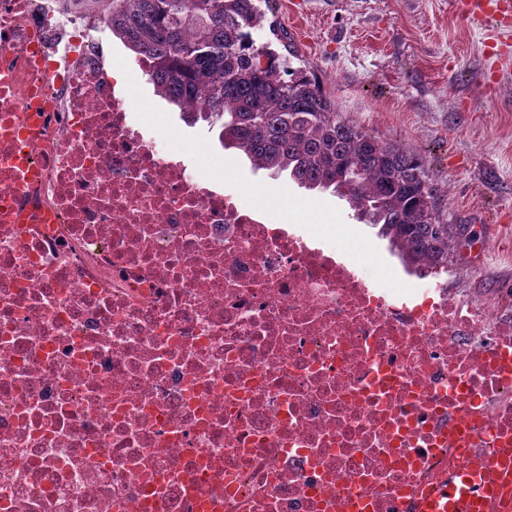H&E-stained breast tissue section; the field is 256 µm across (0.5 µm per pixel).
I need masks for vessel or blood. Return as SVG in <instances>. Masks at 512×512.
<instances>
[{
	"mask_svg": "<svg viewBox=\"0 0 512 512\" xmlns=\"http://www.w3.org/2000/svg\"><path fill=\"white\" fill-rule=\"evenodd\" d=\"M460 13L471 23L480 25L492 19L504 30L512 29V0H455ZM497 463H461L448 482L423 506V512H483L488 498L494 495Z\"/></svg>",
	"mask_w": 512,
	"mask_h": 512,
	"instance_id": "1",
	"label": "vessel or blood"
}]
</instances>
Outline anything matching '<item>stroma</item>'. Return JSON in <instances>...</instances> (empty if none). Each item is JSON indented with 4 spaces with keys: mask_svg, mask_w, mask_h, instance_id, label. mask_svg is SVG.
<instances>
[{
    "mask_svg": "<svg viewBox=\"0 0 512 512\" xmlns=\"http://www.w3.org/2000/svg\"><path fill=\"white\" fill-rule=\"evenodd\" d=\"M258 42L309 69L339 112L386 142L418 154L440 188L445 222L467 236L445 275L458 297L512 313V57L493 56L495 30L457 15L453 0H270ZM145 121L167 129L179 112L130 76ZM204 137L202 167L226 193L272 220L321 227L368 279L404 287L397 257L348 204L253 171L224 150L206 125L184 128L174 151Z\"/></svg>",
    "mask_w": 512,
    "mask_h": 512,
    "instance_id": "stroma-1",
    "label": "stroma"
}]
</instances>
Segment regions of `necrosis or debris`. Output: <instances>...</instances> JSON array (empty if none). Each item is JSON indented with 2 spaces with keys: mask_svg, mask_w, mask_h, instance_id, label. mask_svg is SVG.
Returning a JSON list of instances; mask_svg holds the SVG:
<instances>
[{
  "mask_svg": "<svg viewBox=\"0 0 512 512\" xmlns=\"http://www.w3.org/2000/svg\"><path fill=\"white\" fill-rule=\"evenodd\" d=\"M79 0H0V512H420L512 445V318L174 157Z\"/></svg>",
  "mask_w": 512,
  "mask_h": 512,
  "instance_id": "1",
  "label": "necrosis or debris"
}]
</instances>
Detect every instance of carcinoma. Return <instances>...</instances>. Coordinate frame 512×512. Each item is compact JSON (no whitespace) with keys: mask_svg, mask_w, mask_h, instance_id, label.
<instances>
[{"mask_svg":"<svg viewBox=\"0 0 512 512\" xmlns=\"http://www.w3.org/2000/svg\"><path fill=\"white\" fill-rule=\"evenodd\" d=\"M108 2L112 36L153 59L155 92L187 122L219 129L256 172L345 198L406 269H448L463 228L441 219L422 160L343 117L313 76L257 43L258 0Z\"/></svg>","mask_w":512,"mask_h":512,"instance_id":"carcinoma-1","label":"carcinoma"}]
</instances>
